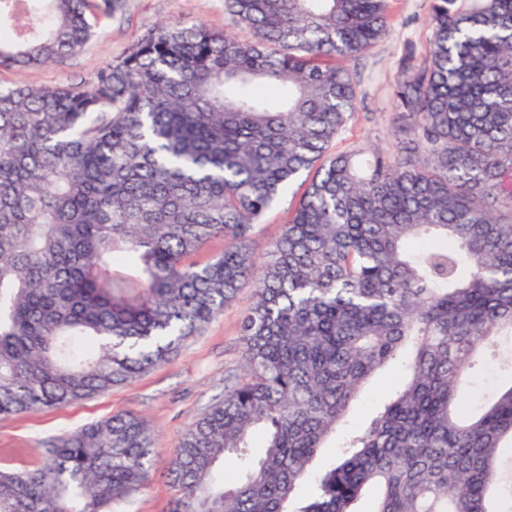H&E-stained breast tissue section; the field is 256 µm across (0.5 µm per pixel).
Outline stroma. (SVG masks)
<instances>
[{"mask_svg":"<svg viewBox=\"0 0 512 512\" xmlns=\"http://www.w3.org/2000/svg\"><path fill=\"white\" fill-rule=\"evenodd\" d=\"M432 0H391L390 33L350 61L358 101L332 152H350L377 145L391 150L394 136L395 91L407 53L424 60L432 34ZM201 23L215 30L240 34L224 10V0H121L115 12L100 16L95 37L79 53L33 69H0V87L78 86L96 70L121 56L130 45L163 23ZM252 290L240 288L223 312L187 337L166 362L133 381L95 397L37 413L0 420V465L23 467L35 463L42 448L65 432L128 412L143 416L155 432L153 462L130 495L113 504L112 512H169L172 490L165 479L174 448L188 427L199 419L225 384L241 376L243 343L238 322L251 302ZM512 370V350L501 349L472 364L464 404L477 408ZM388 370L375 378L353 407L348 425L361 427L376 412L398 379Z\"/></svg>","mask_w":512,"mask_h":512,"instance_id":"35a3bbf8","label":"stroma"}]
</instances>
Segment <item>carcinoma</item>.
Instances as JSON below:
<instances>
[{
	"label": "carcinoma",
	"instance_id": "carcinoma-1",
	"mask_svg": "<svg viewBox=\"0 0 512 512\" xmlns=\"http://www.w3.org/2000/svg\"><path fill=\"white\" fill-rule=\"evenodd\" d=\"M116 2L0 0V68L78 52ZM456 2L432 0L405 60L393 151L330 152L357 103L342 62L388 35V0H224L249 37L163 25L82 86L0 89V419L134 379L248 284L243 375L175 449L170 512H358L371 486L372 512H512V368L476 416L459 396L512 338V0ZM389 364L386 401L313 472ZM154 447L135 414L69 432L0 469V512H111ZM291 203L292 192L289 191L279 205L265 215L262 223L255 226V239L259 249L280 234L283 225L287 222L288 208Z\"/></svg>",
	"mask_w": 512,
	"mask_h": 512
}]
</instances>
